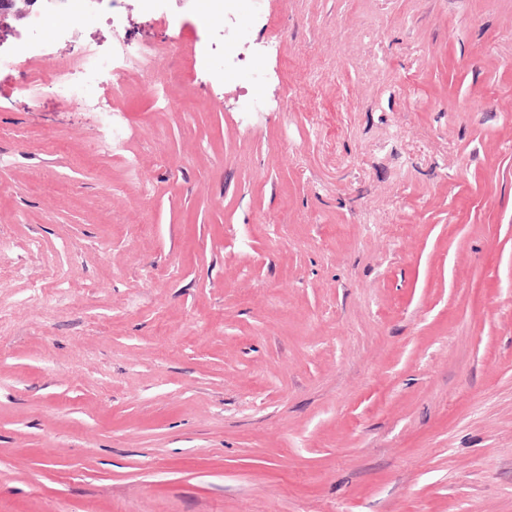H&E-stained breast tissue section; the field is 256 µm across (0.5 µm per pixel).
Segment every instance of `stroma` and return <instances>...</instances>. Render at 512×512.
I'll list each match as a JSON object with an SVG mask.
<instances>
[{
	"label": "stroma",
	"instance_id": "stroma-1",
	"mask_svg": "<svg viewBox=\"0 0 512 512\" xmlns=\"http://www.w3.org/2000/svg\"><path fill=\"white\" fill-rule=\"evenodd\" d=\"M122 42L0 75V512H512V0H92L53 60ZM140 47L129 45L120 46L112 61L100 59L95 53L86 51L73 58V68L84 78H99L105 71L112 74V81L116 84L121 80L123 71L128 62L141 52Z\"/></svg>",
	"mask_w": 512,
	"mask_h": 512
}]
</instances>
